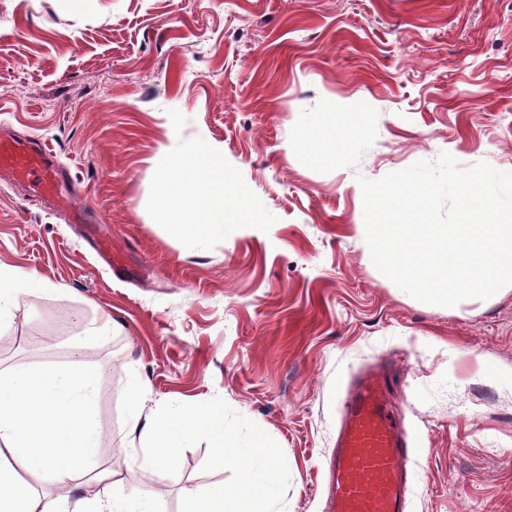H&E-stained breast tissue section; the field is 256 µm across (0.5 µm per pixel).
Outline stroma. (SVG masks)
Instances as JSON below:
<instances>
[{"label":"stroma","mask_w":512,"mask_h":512,"mask_svg":"<svg viewBox=\"0 0 512 512\" xmlns=\"http://www.w3.org/2000/svg\"><path fill=\"white\" fill-rule=\"evenodd\" d=\"M354 135L335 160L301 133ZM44 141L121 267L50 204L0 180V263L63 287L0 329V371L103 373L100 455L125 493L182 512L235 485L207 440L148 483L123 445L133 376L148 407L223 406L227 429L280 447L286 512H326L349 384L390 360L415 453L407 512H512V285L455 307L374 266L359 177L453 156L512 172V0H0V127ZM261 214L205 240L156 212L167 158L199 134ZM110 318L112 335L86 329Z\"/></svg>","instance_id":"obj_1"}]
</instances>
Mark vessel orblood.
Returning <instances> with one entry per match:
<instances>
[{
  "label": "vessel or blood",
  "instance_id": "1",
  "mask_svg": "<svg viewBox=\"0 0 512 512\" xmlns=\"http://www.w3.org/2000/svg\"><path fill=\"white\" fill-rule=\"evenodd\" d=\"M0 174L29 186L40 198L60 194L59 169L47 147L0 136ZM386 368L365 372L343 407L330 470L328 512H406L408 443L389 394Z\"/></svg>",
  "mask_w": 512,
  "mask_h": 512
}]
</instances>
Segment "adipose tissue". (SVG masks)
Here are the masks:
<instances>
[{
  "label": "adipose tissue",
  "mask_w": 512,
  "mask_h": 512,
  "mask_svg": "<svg viewBox=\"0 0 512 512\" xmlns=\"http://www.w3.org/2000/svg\"><path fill=\"white\" fill-rule=\"evenodd\" d=\"M157 208L172 233L197 239L253 216L247 199L224 181L223 151L203 135L170 158ZM58 291L38 275L0 264V325L23 296ZM101 384V375L78 361L64 370L21 366L0 372V512H155L151 500L119 494V480L97 454ZM147 393L145 382L134 379L126 418L128 445L142 449L147 478L171 477L181 448L202 436L222 465L242 474L236 486L188 493L185 512H281L283 457L263 431L239 440L215 404L172 403L148 411Z\"/></svg>",
  "instance_id": "1"
}]
</instances>
